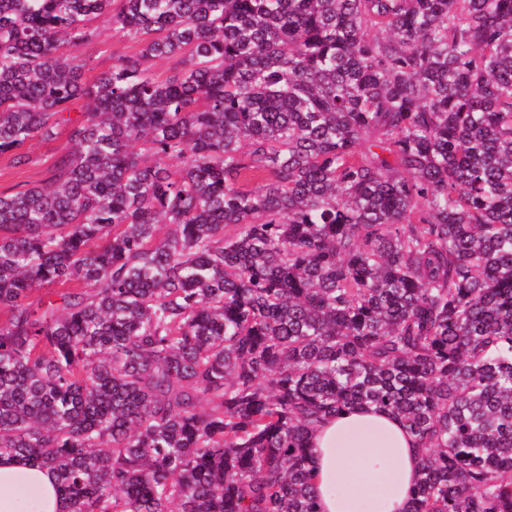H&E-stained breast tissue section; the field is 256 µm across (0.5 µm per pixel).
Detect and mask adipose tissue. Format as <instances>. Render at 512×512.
Segmentation results:
<instances>
[{
    "label": "adipose tissue",
    "instance_id": "adipose-tissue-1",
    "mask_svg": "<svg viewBox=\"0 0 512 512\" xmlns=\"http://www.w3.org/2000/svg\"><path fill=\"white\" fill-rule=\"evenodd\" d=\"M310 466L320 512H407L420 470L414 437L394 415L348 410L313 433ZM0 512H69L53 474L0 459Z\"/></svg>",
    "mask_w": 512,
    "mask_h": 512
}]
</instances>
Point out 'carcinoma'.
<instances>
[{
    "mask_svg": "<svg viewBox=\"0 0 512 512\" xmlns=\"http://www.w3.org/2000/svg\"><path fill=\"white\" fill-rule=\"evenodd\" d=\"M101 16L142 48L89 82ZM63 126L0 192V458L318 512L315 426L373 407L410 512H512V0H0V155ZM66 141V131L54 141L34 140L29 150L32 161L22 168L11 167L9 157L0 156V192L11 190L18 183L39 184L47 180Z\"/></svg>",
    "mask_w": 512,
    "mask_h": 512,
    "instance_id": "carcinoma-1",
    "label": "carcinoma"
}]
</instances>
